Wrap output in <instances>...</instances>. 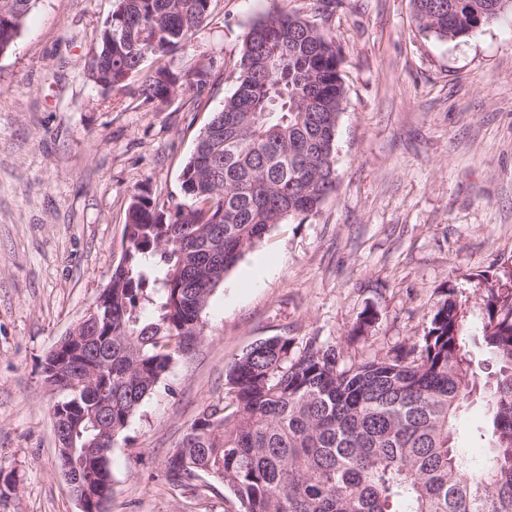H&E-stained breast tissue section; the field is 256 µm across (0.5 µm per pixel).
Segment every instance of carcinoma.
Wrapping results in <instances>:
<instances>
[{"label": "carcinoma", "mask_w": 512, "mask_h": 512, "mask_svg": "<svg viewBox=\"0 0 512 512\" xmlns=\"http://www.w3.org/2000/svg\"><path fill=\"white\" fill-rule=\"evenodd\" d=\"M37 0H0V55L14 44ZM212 0H115L97 34L89 75L120 87L148 57L188 44ZM419 28L463 40L512 11V0H411ZM342 56L317 25L285 10L250 27L234 92L197 136L181 178L183 200L133 196L121 259L108 293L110 317L86 325L88 355L61 367L46 358L44 381L87 380L55 402L66 413L63 445L75 449L82 493L113 482L111 461L82 456L113 443L163 383L175 356L201 336L213 291L277 224L315 214L336 191V131L346 97ZM180 77L160 66L139 96L163 102ZM481 336L494 362L473 368L468 311L442 293L428 330L412 345L344 364L317 336L293 351L272 336L227 369L232 405L208 406L167 458L163 477L193 492L223 485L237 512H512V289L487 286ZM106 400L110 418L91 409ZM476 401L488 415L480 436L488 461L475 467L454 444V421Z\"/></svg>", "instance_id": "obj_1"}]
</instances>
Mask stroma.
<instances>
[{
    "mask_svg": "<svg viewBox=\"0 0 512 512\" xmlns=\"http://www.w3.org/2000/svg\"><path fill=\"white\" fill-rule=\"evenodd\" d=\"M113 6L37 0L0 55V467L16 480L0 512H79L57 466L50 408L61 394L43 383L45 358L108 283L135 189L182 199V168L234 90L246 33L285 9L325 29L343 57L337 190L317 213L275 225L226 275L200 344L112 448V512H236L208 481L180 494L160 474L255 342L317 336L344 363L370 359L423 336L445 289L479 331L487 286L512 266V12L446 41L419 29L410 0H212L165 60L177 75L207 68L201 95L145 104L140 75L111 91L89 77ZM366 311L378 321L350 338ZM485 421L479 403L456 421L477 465L489 455L473 437Z\"/></svg>",
    "mask_w": 512,
    "mask_h": 512,
    "instance_id": "stroma-1",
    "label": "stroma"
}]
</instances>
